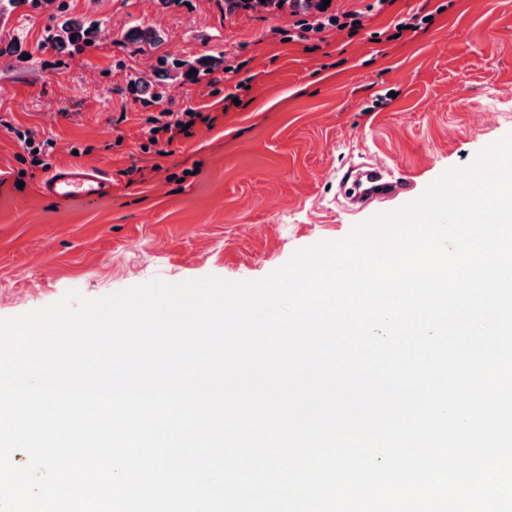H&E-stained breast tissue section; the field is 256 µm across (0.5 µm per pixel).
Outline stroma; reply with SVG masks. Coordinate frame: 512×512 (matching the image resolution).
Segmentation results:
<instances>
[{
    "label": "stroma",
    "mask_w": 512,
    "mask_h": 512,
    "mask_svg": "<svg viewBox=\"0 0 512 512\" xmlns=\"http://www.w3.org/2000/svg\"><path fill=\"white\" fill-rule=\"evenodd\" d=\"M58 2L98 23L94 46L55 45L54 7L0 0V318L70 290L264 278L512 134V0H331L328 13H357L362 29L306 38L289 37L288 13L224 0ZM138 28L154 42L128 40ZM174 61L196 75L174 76ZM190 108L214 125L196 122L166 155L146 149L150 118ZM31 136L54 141L53 168L100 169L109 192L41 194ZM363 160L401 173L409 192L346 210L339 180Z\"/></svg>",
    "instance_id": "stroma-1"
}]
</instances>
